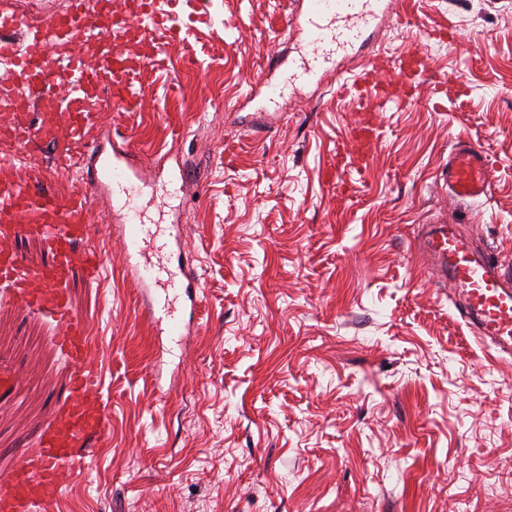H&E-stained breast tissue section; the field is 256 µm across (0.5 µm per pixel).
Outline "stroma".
<instances>
[{"label": "stroma", "mask_w": 512, "mask_h": 512, "mask_svg": "<svg viewBox=\"0 0 512 512\" xmlns=\"http://www.w3.org/2000/svg\"><path fill=\"white\" fill-rule=\"evenodd\" d=\"M202 2L209 23L143 71L141 106L96 110L162 167L144 203L177 223L199 302L183 336H159L112 203L93 200L108 269L69 291L110 427L49 512H512V359L476 341L414 251L445 217L512 267V0H394L370 52L418 42L431 67L411 103L378 108L382 137L343 192L327 173L360 112L335 74L268 110L243 97L279 82L268 55L290 65L299 0ZM447 25L454 45L430 38ZM460 137L495 168L464 224L439 178ZM26 156L21 183L77 189L51 145ZM1 362L21 388L0 404V482L70 378L50 324L18 303L0 302Z\"/></svg>", "instance_id": "stroma-1"}]
</instances>
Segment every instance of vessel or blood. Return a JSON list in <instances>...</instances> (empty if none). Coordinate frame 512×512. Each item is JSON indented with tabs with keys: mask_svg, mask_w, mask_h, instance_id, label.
Instances as JSON below:
<instances>
[{
	"mask_svg": "<svg viewBox=\"0 0 512 512\" xmlns=\"http://www.w3.org/2000/svg\"><path fill=\"white\" fill-rule=\"evenodd\" d=\"M126 13L122 0H68L63 12L45 13L32 22L28 13L0 0V113L12 116L0 137L15 151L39 141L54 146L56 162L68 165L74 146L84 148L83 189L66 194L0 180V285L29 311L50 318L56 343L71 367L67 398L51 414L34 448L0 485V512H46L57 498L62 479L87 468L91 441L108 428L106 405L98 396L100 380L88 363L89 336L73 308L68 284L74 271L92 282L106 272V255L83 243L93 233L91 204L102 193L111 196L120 216L126 253L142 288L160 289L169 335H180L177 304L198 302V283L184 268L186 259L170 262L161 225L147 222L142 201L151 189V173L137 164L126 143L95 134V110L102 92H109L116 110L139 106L142 69L160 60L164 46L183 42L200 17L199 0H134ZM390 14L389 0H304L300 55L289 68V84L312 81L334 69L336 59L362 47L368 31ZM85 47L100 49L101 58L84 60ZM65 57L64 69L52 67L53 56ZM397 81L377 78L382 63L372 60L356 75L359 97L403 103L427 72L424 47L393 62ZM65 89L74 107L56 102L49 86ZM44 102L36 124L16 117L20 107ZM495 170L484 150L469 140L458 141L441 178L459 204L484 195ZM35 239L51 254L48 263L33 268L14 246ZM439 276L456 289L462 319L481 339L502 351L512 350V269L492 254L480 255L449 225H431L421 241Z\"/></svg>",
	"mask_w": 512,
	"mask_h": 512,
	"instance_id": "obj_1",
	"label": "vessel or blood"
}]
</instances>
